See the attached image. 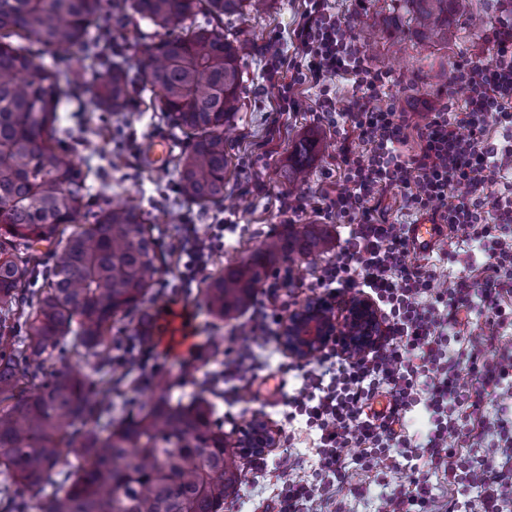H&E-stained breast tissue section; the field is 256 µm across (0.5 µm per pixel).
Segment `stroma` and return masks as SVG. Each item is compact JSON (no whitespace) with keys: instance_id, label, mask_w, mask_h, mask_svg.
<instances>
[{"instance_id":"stroma-1","label":"stroma","mask_w":512,"mask_h":512,"mask_svg":"<svg viewBox=\"0 0 512 512\" xmlns=\"http://www.w3.org/2000/svg\"><path fill=\"white\" fill-rule=\"evenodd\" d=\"M366 9L394 17L392 27L368 29L358 35L362 51L373 67L395 78H404L412 85L411 111L422 109L423 102L436 101L448 82L455 66L469 56L491 58L496 49L488 44L482 27L474 18L493 14V0H465L463 9L450 19L452 37L447 46H432L414 35L396 41L395 29L407 25L408 17L397 7L396 0H366ZM305 12V0H270L263 13H246L233 20L234 28L246 30L254 37L256 49L241 60L242 108L230 122L226 134L229 155V182L224 200L204 210L183 200L178 191L174 162L161 169L151 168L145 158L146 146L154 137L171 141L174 153H181L186 140L162 113L152 111L148 94L136 95L132 107L125 112L106 113L93 110L85 90H77L66 104L63 125L72 137L74 156L82 169L88 171L89 214H97L105 202H130L144 212L154 238L163 247L162 271L153 287L146 306L151 313L175 307L188 312L193 346L175 354L163 338H148L146 345L151 357L146 373L156 371L171 375L175 385L172 395L190 398L202 390L205 376L223 373L224 352L249 345L252 357L260 368L249 383H236L225 378L224 389L210 393L217 416L224 424L227 438H235L239 429L253 421L265 423L276 442L269 448L270 456L288 450L296 454L302 466L314 462L313 438L307 433L289 436L283 418V392L300 387L297 374L280 375L277 367L288 361L289 355L278 341L254 336L249 314L225 320L208 315L202 304V291L207 278L218 266L241 261L268 236L280 230L282 224H315L319 218L314 210L288 218L278 211V198L288 193L312 196L320 191H332L341 185L343 174L336 167L342 147L361 153L365 145L357 132L347 130L337 135L335 127L318 111L316 90L312 85H296L295 95L302 104L301 111L275 117L272 109L278 99V85L266 77L267 61L261 48L269 40H277L284 54L293 52V31ZM305 138L318 141L307 183L289 186L272 179L274 168L290 162L296 144ZM196 224L200 234L215 231L224 233V250L213 257L192 282L181 277L182 267L176 255L168 253L169 241L180 235L183 222ZM334 257L333 252L315 254L295 264L281 262L279 277L269 278L259 286L255 300L272 309L278 321L274 330L307 301L323 297L316 279L324 266ZM242 479L235 492L225 500L224 512H263L264 500L273 489L275 477L254 469L251 456L241 458ZM410 475L402 470L386 474L356 468L351 483L354 495L341 497L332 493L333 505L327 512H336L334 504L345 501L346 512H383V498L388 488L408 483Z\"/></svg>"}]
</instances>
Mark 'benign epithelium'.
I'll use <instances>...</instances> for the list:
<instances>
[{"mask_svg":"<svg viewBox=\"0 0 512 512\" xmlns=\"http://www.w3.org/2000/svg\"><path fill=\"white\" fill-rule=\"evenodd\" d=\"M332 303L320 298L298 310L282 329L280 341L290 354L306 361L323 349L336 346L353 354L369 349L379 335L380 319L375 303L362 294L347 300L341 314L326 319L323 310ZM271 441V432L253 424L235 442L238 448Z\"/></svg>","mask_w":512,"mask_h":512,"instance_id":"obj_1","label":"benign epithelium"}]
</instances>
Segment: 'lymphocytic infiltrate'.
I'll return each mask as SVG.
<instances>
[{
  "instance_id": "f902f5d3",
  "label": "lymphocytic infiltrate",
  "mask_w": 512,
  "mask_h": 512,
  "mask_svg": "<svg viewBox=\"0 0 512 512\" xmlns=\"http://www.w3.org/2000/svg\"><path fill=\"white\" fill-rule=\"evenodd\" d=\"M486 35L497 47L492 59L460 61L448 79L445 99L428 112L405 111L389 95L388 73L372 68L361 52L349 19L332 13L327 0H307V10L294 32L296 53L283 57L276 42L264 51L270 77L293 70L292 81L279 85L278 109L295 112L300 103L294 84L318 87V107L325 116L354 125L368 147L367 157L342 149L344 185L317 202L283 196L282 212L299 214L314 208L320 218L344 224L348 233L317 285L327 295L369 294L381 316L376 342L359 357L325 352L318 366L303 374V384L286 398L288 421L304 418L315 431L317 463L301 468L291 454L277 461L276 493L265 512H323L328 487H344L352 466L404 469L408 485L385 496L386 512H430V478L456 475L466 488L481 491L482 512H512V423L498 419L499 436L492 456L456 471L449 429L469 447H481L483 431L456 425L455 408L483 412L481 398L464 394L458 384L468 370L482 387L492 388L501 404L512 402V341L478 331L464 337L457 353L448 351V330L461 313L480 305L488 320L505 321L512 298V193L486 203V189L512 175V136L502 149L489 147L490 127H512V0H496ZM351 77L355 92L337 106L332 81ZM461 111V120L451 119ZM418 150L404 153L409 139ZM399 191L404 209L428 215L448 226L454 239L473 242L483 255L477 275L439 280L428 258L412 253L404 224L388 221L384 195ZM223 245L220 234L206 237L194 230L180 236L177 254L188 274H195ZM389 398L376 411L377 395ZM430 414V428L415 443L403 431L404 419L416 405ZM360 453L350 457V443Z\"/></svg>"
}]
</instances>
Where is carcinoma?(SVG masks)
Instances as JSON below:
<instances>
[{"mask_svg":"<svg viewBox=\"0 0 512 512\" xmlns=\"http://www.w3.org/2000/svg\"><path fill=\"white\" fill-rule=\"evenodd\" d=\"M267 0H0V512H224L241 477L216 406L197 395L173 399L156 374L149 398L115 415L112 389L133 356L112 354V322L150 326L145 308L161 251L136 205L86 215V174L62 148L60 124L75 83L93 90L99 112H122L134 91L187 138L178 189L193 205L224 200V124L241 107L239 60L252 46L224 21L260 12ZM461 0H403L416 32L448 45L449 16ZM112 11V26L97 27ZM137 14L160 38L141 45L132 71L112 29ZM313 140L296 145L279 172L303 183ZM324 224H284L204 291L216 319L245 311L283 261L326 249ZM52 263L46 285L29 288L37 246ZM79 461L50 479L62 452Z\"/></svg>","mask_w":512,"mask_h":512,"instance_id":"obj_1","label":"carcinoma"}]
</instances>
